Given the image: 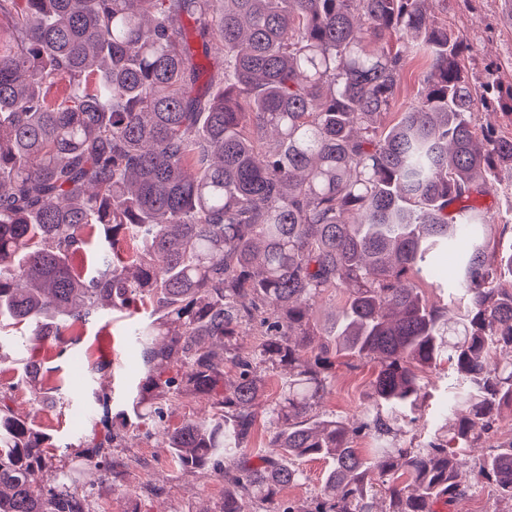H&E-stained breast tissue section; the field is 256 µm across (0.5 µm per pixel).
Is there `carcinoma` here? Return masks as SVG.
<instances>
[{"label":"carcinoma","mask_w":512,"mask_h":512,"mask_svg":"<svg viewBox=\"0 0 512 512\" xmlns=\"http://www.w3.org/2000/svg\"><path fill=\"white\" fill-rule=\"evenodd\" d=\"M428 2L0 0V362L6 336L63 352L140 306L128 418L180 471L221 476L215 512H453L477 489L512 512V438L495 439L512 411V244L481 234L485 199L512 193V136L478 122L496 78L471 84ZM410 51L431 71L388 123ZM445 252L441 305L421 284L440 287ZM342 356L374 368L352 421L319 411ZM444 363L436 427L398 443L419 419L416 369ZM22 371L49 381L30 358ZM194 394L212 413L166 426ZM96 401L103 434L54 465L0 393V512H90L80 479L96 470L122 486L123 463H100L125 426ZM260 419L267 452L251 448ZM305 458L327 462L320 489L287 500Z\"/></svg>","instance_id":"1"}]
</instances>
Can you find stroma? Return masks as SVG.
Returning a JSON list of instances; mask_svg holds the SVG:
<instances>
[{"label":"stroma","instance_id":"obj_1","mask_svg":"<svg viewBox=\"0 0 512 512\" xmlns=\"http://www.w3.org/2000/svg\"><path fill=\"white\" fill-rule=\"evenodd\" d=\"M429 8L440 27L468 43L464 71L470 82L481 83L492 73L502 96L512 95V0H431ZM129 322L127 315L107 314L82 328L63 354L47 344L36 346L33 359L53 370L50 385L39 396L18 384L15 370L0 374V386L12 390V408L33 412L34 425L49 435L55 458H67L70 447L98 428L99 419L92 414L95 393L110 394V415L121 422L142 373L136 347L125 338ZM370 377V366L337 363L335 387L322 411L357 414L368 401ZM115 454L127 463L123 485L99 480L89 487L95 512H210L224 497L217 474L177 471L144 426L127 428Z\"/></svg>","mask_w":512,"mask_h":512}]
</instances>
